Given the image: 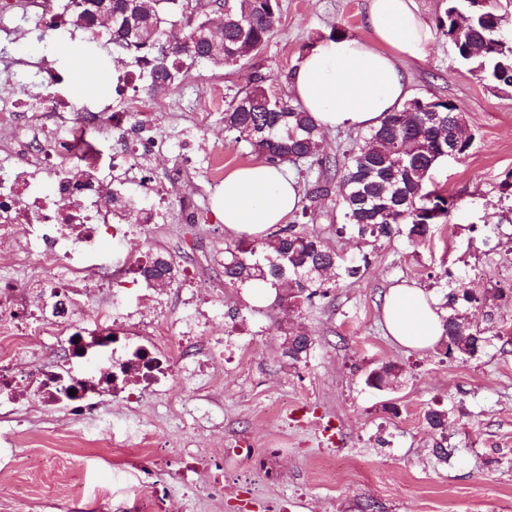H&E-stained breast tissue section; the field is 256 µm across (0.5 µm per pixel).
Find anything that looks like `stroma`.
Segmentation results:
<instances>
[{"label": "stroma", "mask_w": 512, "mask_h": 512, "mask_svg": "<svg viewBox=\"0 0 512 512\" xmlns=\"http://www.w3.org/2000/svg\"><path fill=\"white\" fill-rule=\"evenodd\" d=\"M281 13L269 42L234 69L199 64L180 83L158 94L149 115L172 143L158 155L156 177L174 195H190L203 216L187 223L172 210L154 226L155 251L176 257L179 273L159 293L164 306L177 294L214 296L224 305L213 322L233 362L214 368L201 407L207 431H194L183 414L187 392L177 388L146 402L141 423L113 408L109 443L83 424L50 421L34 414L18 428L27 455L0 473V512H109L112 504L142 501L157 494L171 512H512V197L503 182L512 175V88L496 89L459 57L436 25L448 0H416L418 13L435 32L424 60L402 67L412 96L439 97L458 105L471 136L466 155L442 160L430 185L453 196L459 211L435 226L426 243L406 237L355 244L338 236L342 222L336 194L313 196L317 170L301 166L303 206L316 214L313 228L348 259L368 257L360 280H341L328 297L313 298L295 316L278 303H250L243 286L224 282L215 259L230 242L211 212V197L222 178L211 158L224 157L225 172L251 164L255 156L224 129V107L261 70L288 85L294 66L331 32L368 40V0H280ZM41 42L38 34L0 41L16 57L48 58L74 92L77 106L107 102L98 74L79 78L75 48L87 38ZM195 141L189 158L176 145ZM477 279L484 290L476 306L460 305L491 344L471 358H448L437 350L413 351L387 336L381 306L387 289L415 281L435 297L459 280ZM314 336L307 363L289 365L281 338L290 328ZM403 370L405 382L378 391L365 383L383 363ZM447 410L448 428L439 433L425 421L429 409ZM209 449L224 459V493L209 495L212 473L193 477L186 494L178 475L157 480L150 457L153 440ZM449 450L438 460L436 444Z\"/></svg>", "instance_id": "stroma-1"}]
</instances>
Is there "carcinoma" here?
<instances>
[{
	"label": "carcinoma",
	"mask_w": 512,
	"mask_h": 512,
	"mask_svg": "<svg viewBox=\"0 0 512 512\" xmlns=\"http://www.w3.org/2000/svg\"><path fill=\"white\" fill-rule=\"evenodd\" d=\"M200 0H112L109 39L112 48L132 56L135 64L146 61L143 71L145 91L172 89L193 64L235 67L244 57L257 52L270 40L279 0H211V9H224V38L221 52L214 55L204 36H194L206 20ZM95 0H81L68 25L88 28L94 18ZM498 14L477 0H448L445 17L438 26L448 39L460 45L462 61L474 66L481 76L497 86L512 87V39L497 23ZM191 48L183 58L185 48ZM249 87L235 96L224 109V128L235 135L250 152L275 166L311 161L321 173L334 172L336 195L342 212L337 232L350 231L367 244L406 236L419 245L437 224H447L454 200L427 185L431 169L448 153V144L458 145L464 155L471 141H458L459 108L439 98L415 97L392 112L380 127L371 130L342 153V159L324 154V131L301 106L292 103L283 87L253 71ZM313 220L303 208L292 223L265 239L240 240L224 248V283L259 281L283 290L279 305L293 312L301 303L328 294L322 280L334 272L336 279H360L368 266L345 261L334 248L307 228ZM147 279L171 281L176 267L171 259L157 257L143 270ZM482 293L466 283L446 295L445 334L439 347L445 356H473L492 337L477 336L460 328L456 304L481 301ZM315 339L308 335H288L282 355L294 366L307 361ZM402 369L394 364L375 367L366 384L380 389L398 382ZM427 425L440 432L448 429V411L431 409Z\"/></svg>",
	"instance_id": "cac0c4a2"
}]
</instances>
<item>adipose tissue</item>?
I'll list each match as a JSON object with an SVG mask.
<instances>
[{
  "instance_id": "ef3b65f1",
  "label": "adipose tissue",
  "mask_w": 512,
  "mask_h": 512,
  "mask_svg": "<svg viewBox=\"0 0 512 512\" xmlns=\"http://www.w3.org/2000/svg\"><path fill=\"white\" fill-rule=\"evenodd\" d=\"M367 24L373 40L325 39L291 74L294 98L322 128L372 129L411 95L401 61L422 58L432 38L415 0H369ZM300 203L285 169L260 160L225 176L214 209L229 234L263 238ZM381 314L388 334L408 349H431L444 333L437 300L413 282L393 284Z\"/></svg>"
}]
</instances>
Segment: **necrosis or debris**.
Returning <instances> with one entry per match:
<instances>
[{"instance_id": "4bbe7bcc", "label": "necrosis or debris", "mask_w": 512, "mask_h": 512, "mask_svg": "<svg viewBox=\"0 0 512 512\" xmlns=\"http://www.w3.org/2000/svg\"><path fill=\"white\" fill-rule=\"evenodd\" d=\"M79 0H0V35H21L19 18L48 22L55 36L68 33L66 19ZM17 85L35 83L42 96L0 92V246L34 268L27 281L0 277V419L29 405L72 420L97 422L101 408L116 405L135 416L146 398L180 384L179 355L205 327L194 297L175 314L150 320L114 309L123 288L145 302L154 299L143 270L150 260L155 205L170 196L152 165L168 142L143 124L151 109L140 92L139 71L118 67L112 87L119 107L77 106L44 58H4ZM131 175L134 194L151 206L114 208L112 170ZM49 184L48 193L34 185ZM134 241L125 263L102 272L80 252L104 235ZM53 341L55 354L34 368L22 365L17 348Z\"/></svg>"}]
</instances>
